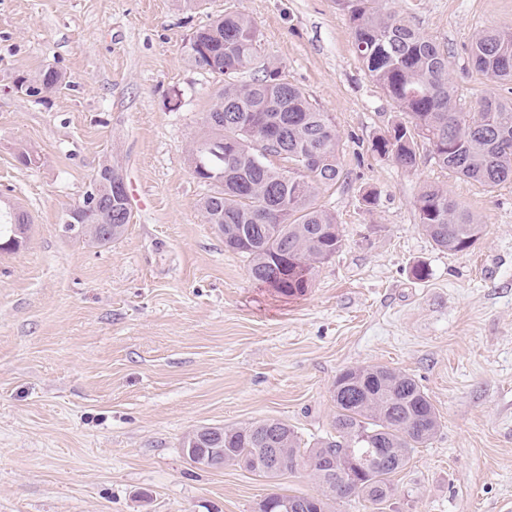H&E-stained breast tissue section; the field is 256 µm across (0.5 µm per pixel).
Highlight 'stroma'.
Instances as JSON below:
<instances>
[{
	"mask_svg": "<svg viewBox=\"0 0 512 512\" xmlns=\"http://www.w3.org/2000/svg\"><path fill=\"white\" fill-rule=\"evenodd\" d=\"M383 6L448 49L461 103L512 100L470 59L479 31L512 29V0ZM230 10L340 139L341 178L318 201L342 245L300 296L255 281L201 215L189 148L219 80L186 47ZM48 68L65 86L15 91ZM396 119L335 0H0V205L30 222L25 246L0 253V512H254L271 492L316 493L303 468H197L182 440L275 418L308 447L332 430L337 376L373 365L414 378L440 418L386 512L512 502V181L459 178L424 144L402 168L372 150ZM108 159L150 206L101 246L65 233L63 214ZM427 184L480 220L474 248L442 252L421 231Z\"/></svg>",
	"mask_w": 512,
	"mask_h": 512,
	"instance_id": "35a3bbf8",
	"label": "stroma"
}]
</instances>
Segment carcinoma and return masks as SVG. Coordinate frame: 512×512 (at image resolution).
<instances>
[{"label": "carcinoma", "mask_w": 512, "mask_h": 512, "mask_svg": "<svg viewBox=\"0 0 512 512\" xmlns=\"http://www.w3.org/2000/svg\"><path fill=\"white\" fill-rule=\"evenodd\" d=\"M349 18L356 51L370 78L406 118L375 140L374 150L390 155L405 169L418 163V141L430 148L444 170L494 188L512 180V101L484 97L473 111L457 107L451 56L404 16L386 11L382 0H336ZM259 33L239 11L225 12L198 30L187 46L191 64L222 79L203 131L191 156L214 142L226 144L219 173L194 171L208 187L201 210L207 224L224 236V245L250 258L253 279L287 295L310 286L316 265L331 259L342 242L336 216L316 202V191L341 177L338 135L328 113L313 105L305 91L277 67L258 61ZM477 72L490 83H512V32L486 29L470 47ZM253 70L248 82L238 75ZM65 77L47 69L36 79L25 76L17 89L28 96L56 90ZM273 128L277 138L259 142L256 127ZM318 157L309 165L306 158ZM112 224L100 228L98 214L87 208L76 224L77 237L106 245L124 233L131 220L128 192L103 197ZM419 227L434 245L450 253L473 247L482 224L436 184L422 188L416 200ZM27 217L0 207V251L24 246ZM334 434L311 448H300L295 431L280 419H262L243 427H206L199 447L224 449V463L261 478L280 471L267 460L284 454L283 470H310L317 495L272 493L257 512H330L332 505L362 498L385 512L395 494L393 477L440 426L429 397L410 376L385 366L353 367L342 372L334 389ZM361 460L351 484L336 472L345 456Z\"/></svg>", "instance_id": "cac0c4a2"}]
</instances>
